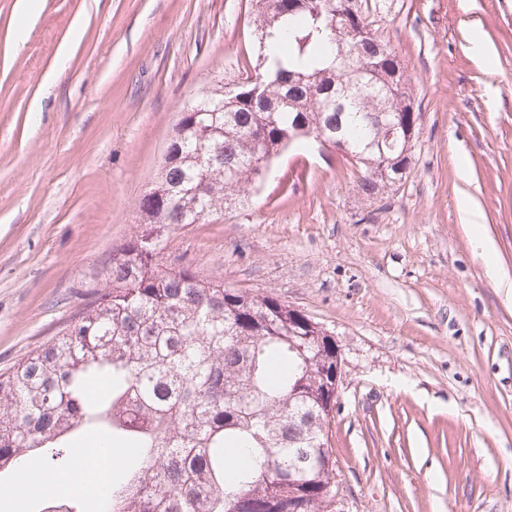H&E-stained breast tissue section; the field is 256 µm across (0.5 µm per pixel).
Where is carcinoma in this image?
<instances>
[{
	"label": "carcinoma",
	"mask_w": 512,
	"mask_h": 512,
	"mask_svg": "<svg viewBox=\"0 0 512 512\" xmlns=\"http://www.w3.org/2000/svg\"><path fill=\"white\" fill-rule=\"evenodd\" d=\"M257 64L235 86L195 98L199 111L174 130L144 223L198 224L243 205L272 161L314 132L343 141L368 196L396 187L412 156L375 144L388 119L417 131L408 70L347 0H250ZM362 83L345 90V62ZM341 104L325 112L309 103ZM205 184L202 193L194 189ZM288 305L201 277L160 258L143 234L112 251L105 286L86 293L58 335L0 374V474L80 465L72 438L122 455L95 512H289L305 493L311 512H332L335 461L305 476L298 457L329 444L307 416L322 396L320 363L288 343ZM40 512H88L72 495Z\"/></svg>",
	"instance_id": "cac0c4a2"
}]
</instances>
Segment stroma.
I'll use <instances>...</instances> for the list:
<instances>
[{"label": "stroma", "instance_id": "obj_1", "mask_svg": "<svg viewBox=\"0 0 512 512\" xmlns=\"http://www.w3.org/2000/svg\"><path fill=\"white\" fill-rule=\"evenodd\" d=\"M0 0V373L140 234L199 90L245 77L249 0ZM409 66L408 178L369 198L306 143L161 256L339 345L338 512H512V0H354Z\"/></svg>", "mask_w": 512, "mask_h": 512}]
</instances>
